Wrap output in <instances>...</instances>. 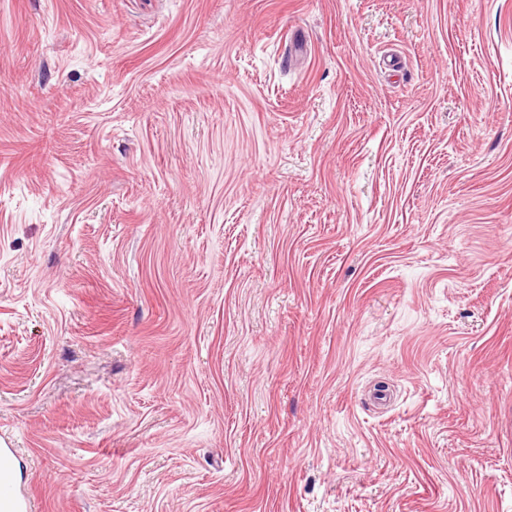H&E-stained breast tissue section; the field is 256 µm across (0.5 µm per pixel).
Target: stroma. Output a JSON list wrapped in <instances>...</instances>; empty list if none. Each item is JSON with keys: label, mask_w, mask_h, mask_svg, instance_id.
Masks as SVG:
<instances>
[{"label": "stroma", "mask_w": 512, "mask_h": 512, "mask_svg": "<svg viewBox=\"0 0 512 512\" xmlns=\"http://www.w3.org/2000/svg\"><path fill=\"white\" fill-rule=\"evenodd\" d=\"M4 441L31 512H512V0H0Z\"/></svg>", "instance_id": "stroma-1"}]
</instances>
